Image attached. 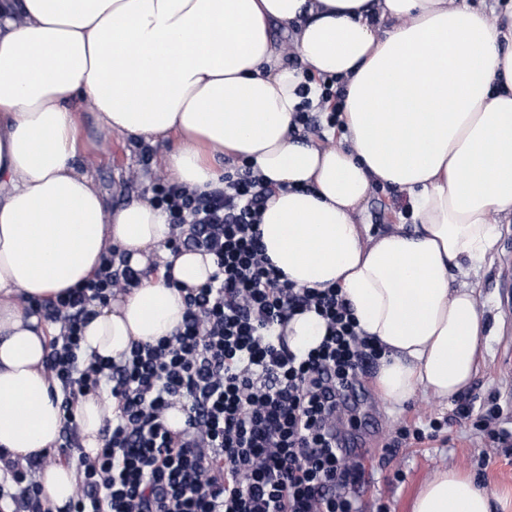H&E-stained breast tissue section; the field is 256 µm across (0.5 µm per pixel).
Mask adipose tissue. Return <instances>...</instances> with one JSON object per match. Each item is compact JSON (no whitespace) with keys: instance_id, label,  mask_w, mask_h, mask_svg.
<instances>
[{"instance_id":"ef3b65f1","label":"adipose tissue","mask_w":512,"mask_h":512,"mask_svg":"<svg viewBox=\"0 0 512 512\" xmlns=\"http://www.w3.org/2000/svg\"><path fill=\"white\" fill-rule=\"evenodd\" d=\"M301 64L284 60L274 29ZM345 83L342 145L317 147L290 126L308 76ZM103 131L171 142L161 166L206 191L224 158L252 162L277 191L261 217L266 256L299 287L341 288L364 335L382 346L377 385L401 404L450 400L477 373L491 329L454 272L484 262L512 215V8L465 0H0V449L44 458L54 507L73 467L46 461L64 426L44 367L50 325L23 297L52 300L91 277L106 246L158 268L99 306L85 353L115 357L170 335L182 291L206 283L211 255L166 249L165 214L144 202L107 208L76 159L78 116ZM404 193L413 230L357 223L370 189ZM114 404L74 410L82 444L99 445ZM472 476L439 469L410 512H491Z\"/></svg>"}]
</instances>
